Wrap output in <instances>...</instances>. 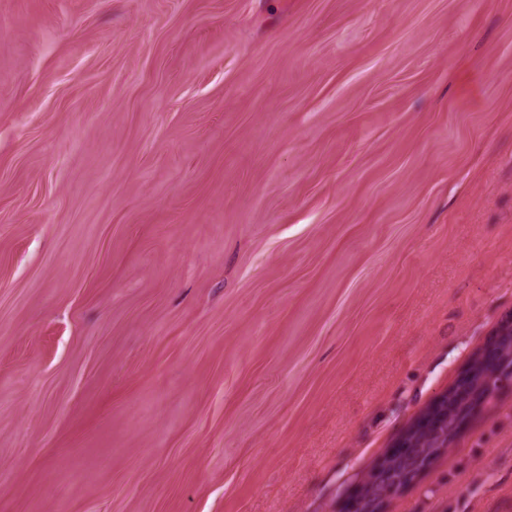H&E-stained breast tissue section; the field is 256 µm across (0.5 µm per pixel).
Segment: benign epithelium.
Listing matches in <instances>:
<instances>
[{"instance_id": "1", "label": "benign epithelium", "mask_w": 512, "mask_h": 512, "mask_svg": "<svg viewBox=\"0 0 512 512\" xmlns=\"http://www.w3.org/2000/svg\"><path fill=\"white\" fill-rule=\"evenodd\" d=\"M512 335V315L505 316L499 324L493 342L480 353L464 370L457 382L442 394L399 436L391 449L367 473L358 477L356 491L349 497L347 512H382L384 503L392 496L401 492L397 485H382L392 474L389 463L393 460L412 461L415 451L422 447V441L414 434H422L430 440V447L445 452L450 449L448 440L455 438L467 425V421H450V412L458 401L469 390L473 377L478 369L491 364L494 373L502 371L511 373L505 368L507 355L503 348L505 338Z\"/></svg>"}]
</instances>
